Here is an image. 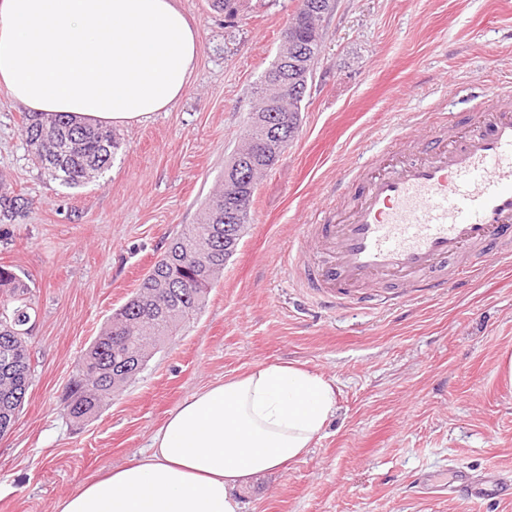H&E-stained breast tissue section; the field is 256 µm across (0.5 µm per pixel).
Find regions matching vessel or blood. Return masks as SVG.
<instances>
[{"label":"vessel or blood","instance_id":"b4317fda","mask_svg":"<svg viewBox=\"0 0 512 512\" xmlns=\"http://www.w3.org/2000/svg\"><path fill=\"white\" fill-rule=\"evenodd\" d=\"M474 110L466 131L417 134L412 158L344 169L335 195L347 205L323 208L285 256L319 306L455 285L475 254L512 262V84L488 85Z\"/></svg>","mask_w":512,"mask_h":512}]
</instances>
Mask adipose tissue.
I'll return each mask as SVG.
<instances>
[{
  "label": "adipose tissue",
  "mask_w": 512,
  "mask_h": 512,
  "mask_svg": "<svg viewBox=\"0 0 512 512\" xmlns=\"http://www.w3.org/2000/svg\"><path fill=\"white\" fill-rule=\"evenodd\" d=\"M200 50L175 0H0V87L32 112L142 121L181 98ZM335 410L323 376L252 368L194 394L57 512H238L234 489L304 455Z\"/></svg>",
  "instance_id": "adipose-tissue-1"
}]
</instances>
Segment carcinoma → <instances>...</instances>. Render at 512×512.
<instances>
[{
    "label": "carcinoma",
    "instance_id": "carcinoma-1",
    "mask_svg": "<svg viewBox=\"0 0 512 512\" xmlns=\"http://www.w3.org/2000/svg\"><path fill=\"white\" fill-rule=\"evenodd\" d=\"M320 0H301L290 21L296 52L276 57L266 75L278 83L293 82L304 70H313L321 49L319 22L323 13ZM291 95L269 100L255 92L244 141L237 150L248 171L239 179L240 192L247 205L254 202L258 179L271 170L278 159L254 144L262 123L272 130L282 128V143L290 145L298 136L302 99ZM25 140L31 150L46 151L47 161L38 166L51 171L62 184L74 187L93 174L107 169L120 142L110 128L90 122H78L66 114L32 113L24 126ZM229 203L225 189L207 201L199 223L178 231L169 245L141 279L134 295L116 309L104 330L84 351L77 364V377L63 399L69 418L84 422L98 413L145 369L153 351L201 311L206 294L224 273V266L234 255L238 235L224 233L225 213ZM23 198L0 193V218L12 220L20 211ZM33 303L29 284L8 266H0V435L11 429L24 404L31 359L29 329ZM119 376L118 382L112 375Z\"/></svg>",
    "mask_w": 512,
    "mask_h": 512
}]
</instances>
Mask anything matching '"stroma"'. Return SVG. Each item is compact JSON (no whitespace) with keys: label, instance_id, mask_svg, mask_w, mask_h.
I'll return each mask as SVG.
<instances>
[{"label":"stroma","instance_id":"35a3bbf8","mask_svg":"<svg viewBox=\"0 0 512 512\" xmlns=\"http://www.w3.org/2000/svg\"><path fill=\"white\" fill-rule=\"evenodd\" d=\"M178 5L202 45L185 94L118 127L120 150L88 183L62 186L33 162L28 111L0 89V193L25 201L0 226V265L27 278L36 311L24 406L0 436V512H56L144 450L192 395L269 364L323 375L337 411L301 458L239 488L240 512H512V498L448 490L460 470L512 474V384L498 370L512 354V267L485 261L463 285L330 311L283 262L340 169L370 149L410 155L393 128L467 112L484 83L512 82V0H337L299 135L260 182L201 313L95 417L64 414L79 356L223 181L299 2L240 0L233 18L208 0Z\"/></svg>","mask_w":512,"mask_h":512}]
</instances>
